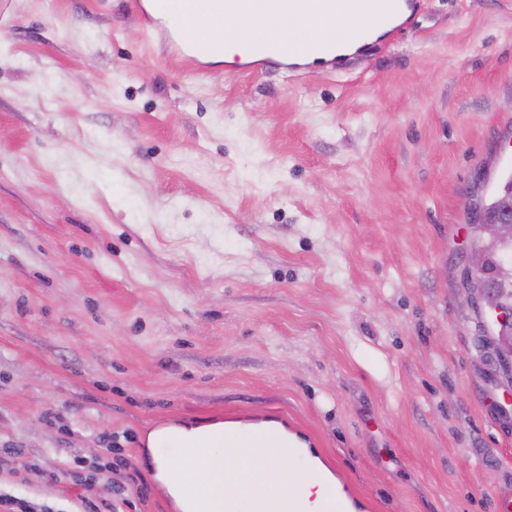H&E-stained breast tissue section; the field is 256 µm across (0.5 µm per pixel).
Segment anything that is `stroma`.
I'll return each instance as SVG.
<instances>
[{"label":"stroma","instance_id":"stroma-1","mask_svg":"<svg viewBox=\"0 0 512 512\" xmlns=\"http://www.w3.org/2000/svg\"><path fill=\"white\" fill-rule=\"evenodd\" d=\"M148 34L133 0L0 5V492L179 512L148 434L276 411L356 512H498L512 393L456 294L512 0H414L298 79Z\"/></svg>","mask_w":512,"mask_h":512}]
</instances>
